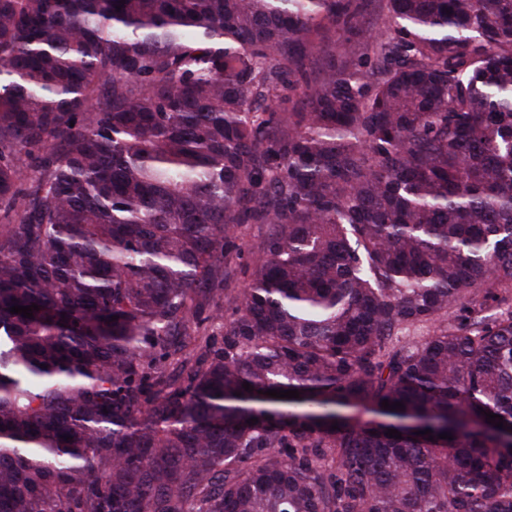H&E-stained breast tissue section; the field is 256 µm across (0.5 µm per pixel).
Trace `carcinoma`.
<instances>
[{
    "label": "carcinoma",
    "instance_id": "obj_1",
    "mask_svg": "<svg viewBox=\"0 0 512 512\" xmlns=\"http://www.w3.org/2000/svg\"><path fill=\"white\" fill-rule=\"evenodd\" d=\"M511 428L512 0H0V512H512ZM269 232L268 224H242L240 227V236L246 244L247 249L243 261L250 262L256 255L258 248L266 238Z\"/></svg>",
    "mask_w": 512,
    "mask_h": 512
}]
</instances>
